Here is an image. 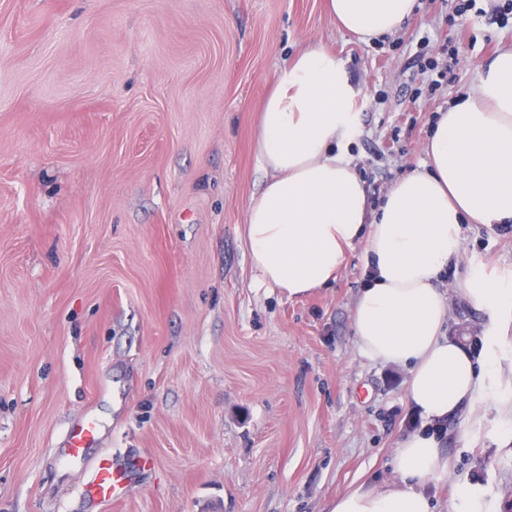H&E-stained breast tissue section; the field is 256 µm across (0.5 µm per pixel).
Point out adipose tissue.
Here are the masks:
<instances>
[{
	"label": "adipose tissue",
	"mask_w": 512,
	"mask_h": 512,
	"mask_svg": "<svg viewBox=\"0 0 512 512\" xmlns=\"http://www.w3.org/2000/svg\"><path fill=\"white\" fill-rule=\"evenodd\" d=\"M418 0H328L343 28L370 42L395 34ZM360 95L335 55L312 47L282 65L264 102L256 156L269 172L244 233L261 285L301 297L336 279L365 240L373 274L352 311L360 355L409 370L405 396L443 419L485 398L487 375L445 335L448 303L435 281L463 251L467 224L512 223V45L483 65L478 84L438 112L421 168L372 207L350 153ZM460 288L491 323L512 318V279L472 270ZM394 478L358 486L330 512H431L422 489L444 477L435 436L414 434L393 452Z\"/></svg>",
	"instance_id": "adipose-tissue-1"
}]
</instances>
